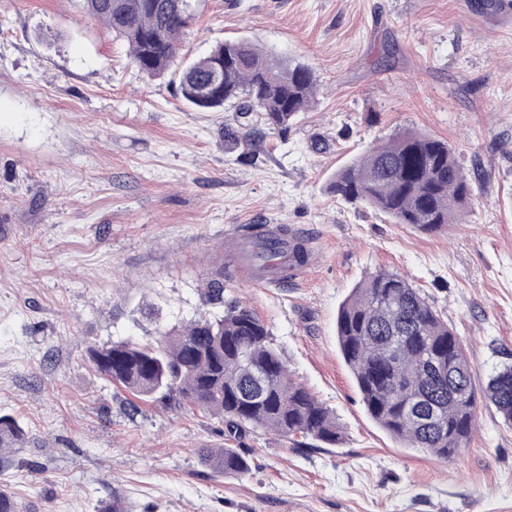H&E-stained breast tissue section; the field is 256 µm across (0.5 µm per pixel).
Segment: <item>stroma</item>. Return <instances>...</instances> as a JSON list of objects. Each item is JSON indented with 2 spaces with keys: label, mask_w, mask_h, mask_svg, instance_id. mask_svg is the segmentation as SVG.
<instances>
[{
  "label": "stroma",
  "mask_w": 512,
  "mask_h": 512,
  "mask_svg": "<svg viewBox=\"0 0 512 512\" xmlns=\"http://www.w3.org/2000/svg\"><path fill=\"white\" fill-rule=\"evenodd\" d=\"M191 59L245 37L315 72L288 133L224 145L234 112L199 110L178 80L148 78L82 0H0V415L23 441L0 460L18 512H512V428L479 404L451 461L403 448L367 415L336 340L364 278L401 273L461 337L476 384L512 359V0H194ZM414 130L447 142L476 197L426 235L330 193L371 145ZM285 224L308 272L238 278L225 228ZM224 298L269 328L295 381L330 408L334 447L267 431L231 441L196 409L134 399L89 344L156 342ZM239 448L242 477L204 446ZM200 455L224 476H244L252 470L250 460L237 448H201Z\"/></svg>",
  "instance_id": "obj_1"
}]
</instances>
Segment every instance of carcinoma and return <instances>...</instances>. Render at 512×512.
<instances>
[{
	"label": "carcinoma",
	"instance_id": "carcinoma-1",
	"mask_svg": "<svg viewBox=\"0 0 512 512\" xmlns=\"http://www.w3.org/2000/svg\"><path fill=\"white\" fill-rule=\"evenodd\" d=\"M89 19L123 39L132 63L150 77L176 68L184 99L201 109L235 107L224 141L258 135L250 116L286 131L314 102L317 79L301 62L283 61L248 39L220 43L178 61L180 34L193 17L192 0H83ZM332 192L436 234L472 201L474 188L448 143L406 132L371 146L334 174ZM288 270L306 263L305 240L286 224ZM220 311L158 332L157 345L91 344L88 360L109 381L138 397L202 410L224 420L229 437L262 429L336 445L333 412L288 371L268 327L241 302L224 303V268L201 292ZM336 336L367 414L406 448L449 461L468 447L478 400L493 404L512 425V364L504 363L482 391L473 383L463 341L404 275L381 269L359 283L340 307ZM23 429L0 417V452L22 440ZM203 460L226 476H244L250 460L236 448H203Z\"/></svg>",
	"mask_w": 512,
	"mask_h": 512
}]
</instances>
